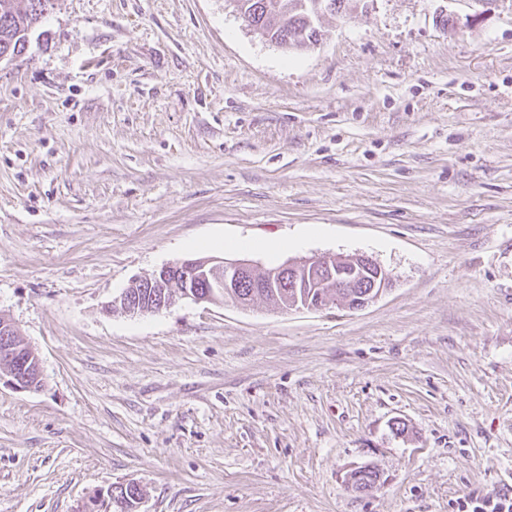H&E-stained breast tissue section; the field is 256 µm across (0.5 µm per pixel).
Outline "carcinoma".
<instances>
[{
    "label": "carcinoma",
    "mask_w": 512,
    "mask_h": 512,
    "mask_svg": "<svg viewBox=\"0 0 512 512\" xmlns=\"http://www.w3.org/2000/svg\"><path fill=\"white\" fill-rule=\"evenodd\" d=\"M42 0H0V55L15 59L25 51L27 31L44 18ZM352 0H232L234 9L252 25L253 31L288 51H301L322 38L323 16L341 14ZM258 285L254 301L287 305L288 289L268 288L267 270L254 268Z\"/></svg>",
    "instance_id": "obj_1"
}]
</instances>
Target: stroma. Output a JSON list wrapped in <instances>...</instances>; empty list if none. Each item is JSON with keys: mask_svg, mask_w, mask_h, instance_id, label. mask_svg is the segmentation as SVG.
<instances>
[{"mask_svg": "<svg viewBox=\"0 0 512 512\" xmlns=\"http://www.w3.org/2000/svg\"><path fill=\"white\" fill-rule=\"evenodd\" d=\"M323 30L288 54L225 0H53L0 63V314L42 369L0 382V512L128 481L138 512L512 502V0ZM357 253L393 285L356 311L108 309L183 258Z\"/></svg>", "mask_w": 512, "mask_h": 512, "instance_id": "obj_1", "label": "stroma"}]
</instances>
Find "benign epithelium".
I'll list each match as a JSON object with an SVG mask.
<instances>
[{
  "label": "benign epithelium",
  "mask_w": 512,
  "mask_h": 512,
  "mask_svg": "<svg viewBox=\"0 0 512 512\" xmlns=\"http://www.w3.org/2000/svg\"><path fill=\"white\" fill-rule=\"evenodd\" d=\"M253 267L249 259L229 260L224 257L186 258L162 266L152 274L134 281L119 297L112 300L108 309L134 315L148 310L159 311L169 307L175 298L190 299L196 303H214L216 296L227 294L242 304L248 299L243 289L249 287L248 273ZM380 264L365 254L321 255L304 259H289L271 272L273 285L282 288H310L316 300L305 307L323 309L329 300L339 297L347 288H363L365 293L353 302L352 308L362 309L377 301L392 287L391 274H372ZM148 289L154 303L146 308L135 299L134 289ZM17 331L8 317L0 319V366L6 371L0 378L15 389L26 390L28 367L23 351L13 343Z\"/></svg>",
  "instance_id": "1"
}]
</instances>
